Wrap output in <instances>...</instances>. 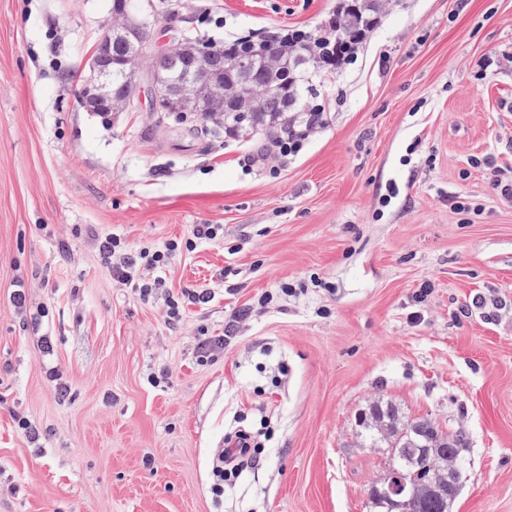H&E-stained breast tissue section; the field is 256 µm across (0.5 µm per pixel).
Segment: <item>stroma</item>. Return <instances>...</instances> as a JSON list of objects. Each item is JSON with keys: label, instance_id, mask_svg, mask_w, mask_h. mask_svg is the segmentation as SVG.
<instances>
[{"label": "stroma", "instance_id": "stroma-1", "mask_svg": "<svg viewBox=\"0 0 512 512\" xmlns=\"http://www.w3.org/2000/svg\"><path fill=\"white\" fill-rule=\"evenodd\" d=\"M381 4L355 64L297 70L299 99L330 110L272 172L248 161L264 131L155 128L149 56L135 106L77 105L112 0H0V512H369L388 456L357 416L377 398L466 431L451 512H512V198L493 187L512 169V0ZM337 6L153 0L151 21L220 43ZM195 224L224 236L147 300L95 243L155 249ZM477 294L496 311L462 315ZM241 429L260 462L214 496Z\"/></svg>", "mask_w": 512, "mask_h": 512}]
</instances>
